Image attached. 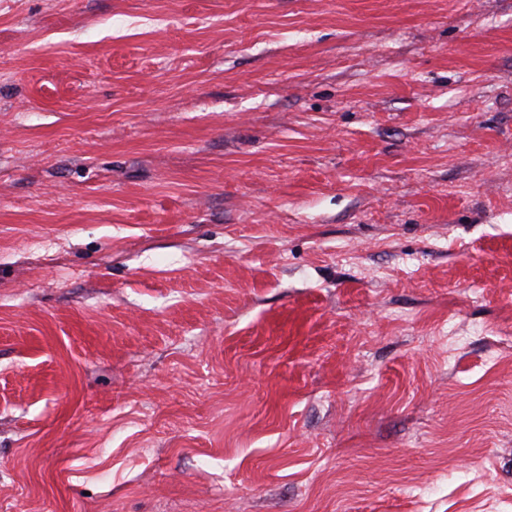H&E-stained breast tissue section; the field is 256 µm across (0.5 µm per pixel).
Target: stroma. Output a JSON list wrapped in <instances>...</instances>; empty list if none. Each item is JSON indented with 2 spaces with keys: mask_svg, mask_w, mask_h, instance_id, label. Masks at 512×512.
Returning <instances> with one entry per match:
<instances>
[{
  "mask_svg": "<svg viewBox=\"0 0 512 512\" xmlns=\"http://www.w3.org/2000/svg\"><path fill=\"white\" fill-rule=\"evenodd\" d=\"M0 512H512V0H0Z\"/></svg>",
  "mask_w": 512,
  "mask_h": 512,
  "instance_id": "35a3bbf8",
  "label": "stroma"
}]
</instances>
